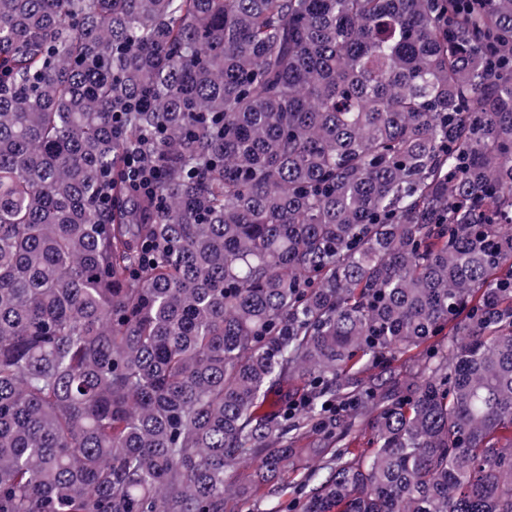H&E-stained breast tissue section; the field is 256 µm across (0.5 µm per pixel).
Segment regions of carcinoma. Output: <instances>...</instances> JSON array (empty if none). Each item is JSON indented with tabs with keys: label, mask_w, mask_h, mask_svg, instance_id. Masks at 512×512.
Wrapping results in <instances>:
<instances>
[{
	"label": "carcinoma",
	"mask_w": 512,
	"mask_h": 512,
	"mask_svg": "<svg viewBox=\"0 0 512 512\" xmlns=\"http://www.w3.org/2000/svg\"><path fill=\"white\" fill-rule=\"evenodd\" d=\"M314 436L303 512H512V0H0V512Z\"/></svg>",
	"instance_id": "cac0c4a2"
}]
</instances>
